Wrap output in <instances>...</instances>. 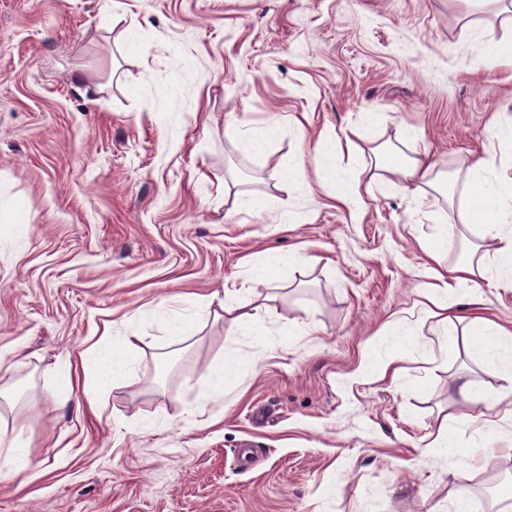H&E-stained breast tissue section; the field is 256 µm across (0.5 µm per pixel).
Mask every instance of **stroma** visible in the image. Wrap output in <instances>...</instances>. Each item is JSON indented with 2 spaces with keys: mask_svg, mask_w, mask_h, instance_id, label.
<instances>
[{
  "mask_svg": "<svg viewBox=\"0 0 512 512\" xmlns=\"http://www.w3.org/2000/svg\"><path fill=\"white\" fill-rule=\"evenodd\" d=\"M106 1L0 0V200L19 218L0 223V445L29 460L0 512H431L461 494L498 512L482 489L512 483V456L461 472L419 450L462 411L459 375L480 395L499 380L427 328L398 378L363 372L387 321L418 318L416 239L512 113V71L467 42L502 38L498 4ZM274 115L275 139L239 146ZM323 129L428 153L436 178L402 193L381 170L352 215ZM299 247L319 262L290 285L246 272ZM228 289L260 306L255 335L201 306ZM129 330L136 375L93 417L80 354Z\"/></svg>",
  "mask_w": 512,
  "mask_h": 512,
  "instance_id": "1",
  "label": "stroma"
}]
</instances>
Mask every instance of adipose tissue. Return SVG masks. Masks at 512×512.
I'll list each match as a JSON object with an SVG mask.
<instances>
[{"label": "adipose tissue", "instance_id": "ef3b65f1", "mask_svg": "<svg viewBox=\"0 0 512 512\" xmlns=\"http://www.w3.org/2000/svg\"><path fill=\"white\" fill-rule=\"evenodd\" d=\"M486 133L495 148L467 167L464 191L456 206L459 224L474 228L477 241L462 253L449 272L428 269V280L422 284L420 294L432 305L427 315L436 321L434 333L440 336L445 353L452 357L458 346H466L479 358L483 369L499 380L500 386L491 396H476L466 380L459 386L469 408L479 403L491 412L512 398V329L477 315L476 309L481 304L484 283L512 288V187L506 186L500 176L504 167H512V116H494ZM316 152L323 158L325 168L333 173H340L343 159L348 158L368 174L393 169L407 186L431 183L435 171L434 163L427 159L396 158L380 149L374 150L369 158L356 155L353 142H342L332 130L320 134ZM460 313L469 316L467 325L461 328L454 322L455 315ZM420 327L417 320L388 323L370 355V368L382 376L395 372L404 352L413 348V338ZM140 341V336L132 332L95 348L96 359L108 363L113 382L134 375V354ZM483 432L479 415L468 409L440 425L434 440L421 449L420 455L425 458L445 449L455 467L473 468L478 456L493 452L491 446L479 444ZM468 433L476 437V444L457 448L456 440Z\"/></svg>", "mask_w": 512, "mask_h": 512}]
</instances>
